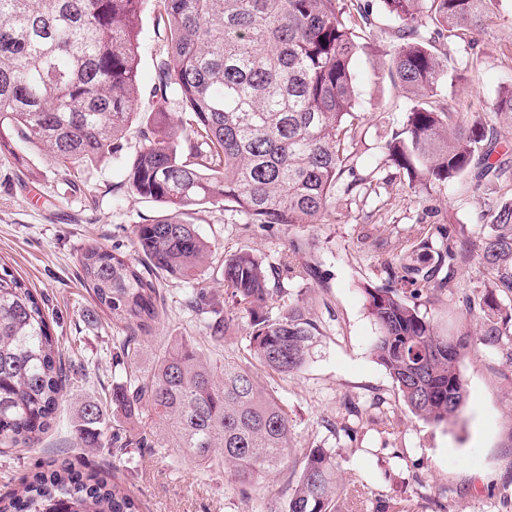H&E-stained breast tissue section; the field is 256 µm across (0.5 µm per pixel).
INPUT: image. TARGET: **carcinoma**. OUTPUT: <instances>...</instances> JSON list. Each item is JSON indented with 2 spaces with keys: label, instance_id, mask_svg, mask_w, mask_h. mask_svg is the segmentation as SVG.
Masks as SVG:
<instances>
[{
  "label": "carcinoma",
  "instance_id": "obj_1",
  "mask_svg": "<svg viewBox=\"0 0 512 512\" xmlns=\"http://www.w3.org/2000/svg\"><path fill=\"white\" fill-rule=\"evenodd\" d=\"M148 2L0 0V157L33 180L28 150L46 151L70 184L84 166L121 160L127 130L140 124L145 145L123 185L165 210L135 226L143 259L98 245L80 253L82 281L117 328L112 356L125 379L112 388V422L87 400L75 435L129 460L174 448L202 469L223 467L247 500L292 439L288 411L255 366L283 380L299 373L321 335L317 323L298 305L273 312L280 289L271 286V266L238 251L224 257V310H214L208 330L222 344L244 309L253 361L210 359L189 339L172 341L148 371L136 359L164 312L158 276L194 279L209 263L210 246L186 211L228 203L250 224H329L336 187L352 195L366 184L349 146L358 136L352 63L368 48L360 31L369 11L353 13L346 0H155L163 48L153 110L143 116L135 106ZM381 2L401 23L388 76L415 101L386 144L389 161L423 186L458 179L474 165L480 178L507 176L512 169L493 158L496 145L480 120L437 107L459 81L442 46L485 21L490 0ZM176 102L187 118L175 122ZM184 124L190 133L182 136ZM491 217L480 254L495 288L479 302L486 344L512 334V313L502 304L512 299V200L497 201ZM468 259L456 230L436 224L387 268L384 284L364 289L378 328L372 353L409 411L430 425L448 424L465 404L460 364L468 341L439 334L405 299L404 286L418 294L449 288ZM66 381L45 308L0 265V446L39 444ZM337 466L330 449H310L289 487L287 512H335ZM140 509L123 481L92 468L38 472L0 499V512Z\"/></svg>",
  "mask_w": 512,
  "mask_h": 512
}]
</instances>
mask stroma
Here are the masks:
<instances>
[{
    "label": "stroma",
    "mask_w": 512,
    "mask_h": 512,
    "mask_svg": "<svg viewBox=\"0 0 512 512\" xmlns=\"http://www.w3.org/2000/svg\"><path fill=\"white\" fill-rule=\"evenodd\" d=\"M364 2L373 24L366 37L370 48L354 62L363 135L353 161L361 175L370 176V187L353 197L337 195L329 224H248L239 212L221 205L189 212L188 222L197 224L211 246V263L196 280L161 278L164 315L138 356L142 369L151 368L158 351L176 336L192 337L214 358L225 351L247 356L245 312H238L223 348H215L209 338L211 305L224 298L225 255L250 251L272 267H298L301 277L281 278V300L304 306L323 336L298 375L283 380L259 373L293 420L292 445L276 475L245 501L223 470H204L189 460L175 464L171 451L118 465L107 449L78 447L73 428L78 406L95 400L111 413L112 383L124 374L112 358V321L82 282L80 250L98 244L138 257L134 227L159 216L163 206L122 187V171L111 159L84 168L73 186L63 181L50 156L37 153L33 160L40 176L35 180L0 158V263L43 301L63 350L68 382L39 447L0 450V494L35 472L82 456L103 469H117L144 512H283L304 454L321 446L339 463L336 512H377L382 504L387 512H512V360L502 348L472 340L460 365L465 407L454 423L426 424L409 413L372 354L377 327L363 291L383 283L386 268L424 227L452 225L473 258L458 268L451 289L434 291L419 310L441 334L479 332L482 319L469 313L467 304L490 291L491 276L478 257L484 233L476 217L512 196V182L480 181L469 174L427 189L411 186L406 172L390 164L386 144L414 102L381 76L397 23L383 12L380 0ZM156 23V12L146 9L141 112L150 109L156 81ZM446 52L449 70L477 80L460 85L445 106L479 113L488 137L512 151V122L495 113L499 96L512 87V0H495L489 20L449 42ZM197 292L199 305L189 306L187 296Z\"/></svg>",
    "instance_id": "1"
}]
</instances>
